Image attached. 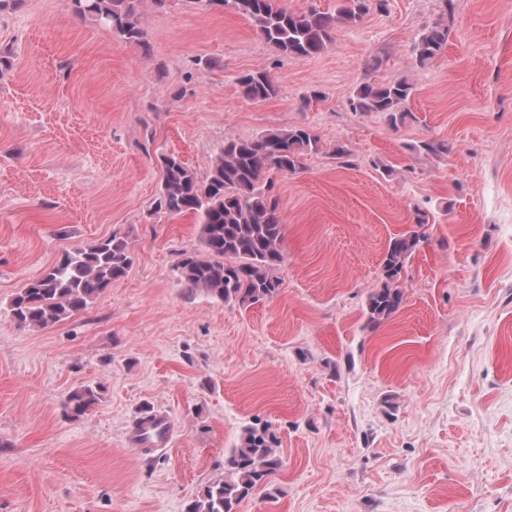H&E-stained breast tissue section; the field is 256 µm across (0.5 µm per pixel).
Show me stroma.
Instances as JSON below:
<instances>
[{"instance_id": "stroma-1", "label": "stroma", "mask_w": 512, "mask_h": 512, "mask_svg": "<svg viewBox=\"0 0 512 512\" xmlns=\"http://www.w3.org/2000/svg\"><path fill=\"white\" fill-rule=\"evenodd\" d=\"M67 2L0 11V512H186L258 421L283 465L238 512H512V0H457L447 49L422 67L411 46L442 0H388L306 59L191 0H149L146 52ZM256 69L276 97H242ZM404 76L398 129L352 111L360 83ZM296 125L322 149L271 176L279 294L241 307L189 292L176 266L199 226L154 213L158 156L202 178L225 137ZM418 209L403 305L368 327L388 243ZM115 233L134 241L125 278L52 327L15 321L29 280ZM89 384L101 401L67 415ZM146 410L170 435L141 453L126 437ZM102 386L84 385L72 390L66 397L65 409L72 416H81L98 403Z\"/></svg>"}]
</instances>
